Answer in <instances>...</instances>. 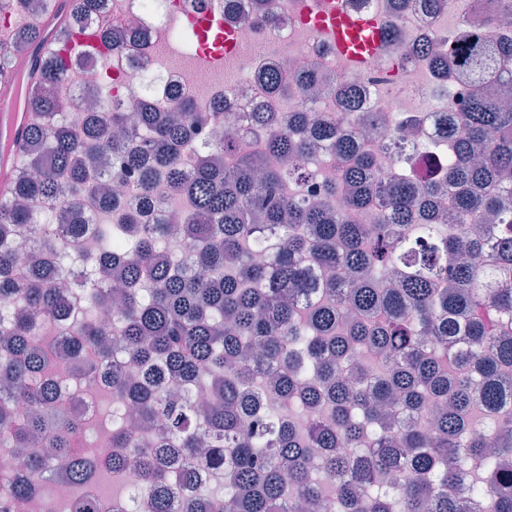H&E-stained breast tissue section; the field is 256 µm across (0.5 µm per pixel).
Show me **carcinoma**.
Wrapping results in <instances>:
<instances>
[{"instance_id": "carcinoma-1", "label": "carcinoma", "mask_w": 512, "mask_h": 512, "mask_svg": "<svg viewBox=\"0 0 512 512\" xmlns=\"http://www.w3.org/2000/svg\"><path fill=\"white\" fill-rule=\"evenodd\" d=\"M68 2L75 30L97 0ZM47 37L36 24L15 41L30 52ZM412 52L474 88L442 123L448 171L428 165L414 179L380 175L374 157L353 153L341 124L306 109L253 113L252 133L284 167H265L226 130L187 171L179 152L200 119L192 105L133 121L112 105L73 129L68 102L54 94L72 55L35 59L28 95L44 120L27 128L13 193L0 201V297L23 296L0 317V434L13 448L50 452L24 456L16 495L50 504L63 482L70 512H103L78 490L102 470L134 469L149 512H211L217 499L227 512H315L328 493L337 512H467L470 497L487 499V512H512V386L501 374L512 363V110L487 95L512 85V34L489 43L472 30L446 50L421 43ZM261 81L270 100L285 88L274 68ZM417 125L396 120L388 148L403 149ZM105 146L115 151L110 170L98 169ZM318 146L345 159L326 186L344 200L341 211L278 195L285 183H305L296 158ZM124 173L135 176L141 203L166 190L188 196L191 211L180 224H142L132 207L112 223L108 181ZM445 193L455 211L442 215ZM87 198L99 216L78 215ZM34 200L56 203L58 214L38 221ZM372 203L382 208L375 223L350 222ZM478 212L488 222L470 232ZM22 229L48 248L31 253L23 276L12 245ZM269 236L270 267L251 257ZM393 268L395 287H376ZM65 278L83 289L66 384L102 376L140 417L159 421L158 446L140 447L114 414L112 456L102 460L79 447L82 405L49 410L60 381L45 374L31 340L41 323L65 316ZM460 335L470 351L448 347ZM428 336L434 355L422 349ZM115 345L138 374L115 361ZM255 372L273 376L288 410L258 403ZM427 398L442 409L424 429L415 417ZM248 413L264 426L243 430ZM197 463L223 480L220 496L201 494ZM378 472L393 475L394 490L374 482Z\"/></svg>"}]
</instances>
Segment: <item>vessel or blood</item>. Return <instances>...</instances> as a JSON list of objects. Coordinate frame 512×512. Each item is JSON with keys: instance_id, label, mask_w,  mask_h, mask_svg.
<instances>
[{"instance_id": "b4317fda", "label": "vessel or blood", "mask_w": 512, "mask_h": 512, "mask_svg": "<svg viewBox=\"0 0 512 512\" xmlns=\"http://www.w3.org/2000/svg\"><path fill=\"white\" fill-rule=\"evenodd\" d=\"M305 12L322 17L324 32L351 60L372 53L382 44V27L371 17L353 18L345 15L338 0H306ZM189 25L201 41L223 44L228 33L223 19L213 12H203L191 18ZM35 79L32 57L20 59L13 71L0 76V137L6 141L0 147V198L8 197L12 187V172L19 159V148L29 125V103L23 88Z\"/></svg>"}]
</instances>
